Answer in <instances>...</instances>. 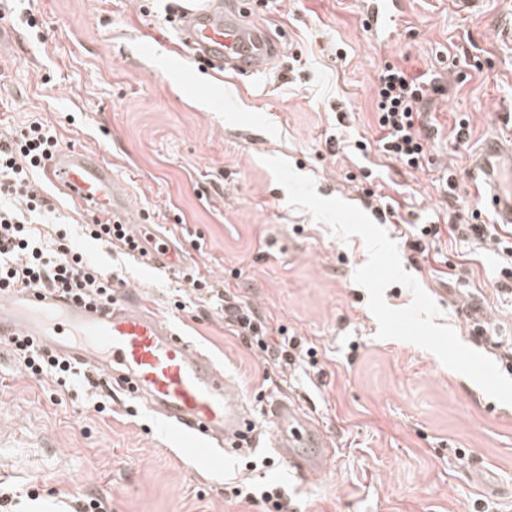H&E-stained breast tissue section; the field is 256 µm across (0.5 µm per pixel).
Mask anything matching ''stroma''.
<instances>
[{
  "instance_id": "obj_1",
  "label": "stroma",
  "mask_w": 512,
  "mask_h": 512,
  "mask_svg": "<svg viewBox=\"0 0 512 512\" xmlns=\"http://www.w3.org/2000/svg\"><path fill=\"white\" fill-rule=\"evenodd\" d=\"M205 0H14L0 19V134L38 119L67 146L108 162L157 232L179 239L184 272L151 271L120 245L82 234L90 212L44 183L52 211L37 230L73 247L204 350L256 425L222 470L169 442L161 421L118 387L70 388L31 377L0 341V483L36 485L17 512H72L76 499L109 512H261L237 498L250 478L284 486L290 512H512V405L412 343L381 340L353 281L367 252L292 207L263 160L286 159L320 196L391 208L406 225L461 224L480 209L470 162L492 137L512 138V0L464 14L450 0H409L399 37L372 39L357 0H254L248 23L277 47L270 70L233 76L198 63L167 9ZM38 16L37 28L25 24ZM440 77L420 122L427 164L409 172L372 147L373 85L385 62ZM467 121V142L455 140ZM455 172L454 194L443 190ZM374 198H367V190ZM404 269L467 346L495 360L512 344V279L493 244L442 234L428 252L398 248ZM223 291L212 298L209 286ZM256 309L270 329L317 350V365H284L233 335L221 300ZM293 398L333 448L304 478L272 446L271 409ZM112 411L100 414L96 405ZM79 477L71 485L70 477Z\"/></svg>"
}]
</instances>
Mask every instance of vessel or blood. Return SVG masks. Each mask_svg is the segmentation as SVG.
<instances>
[{"mask_svg": "<svg viewBox=\"0 0 512 512\" xmlns=\"http://www.w3.org/2000/svg\"><path fill=\"white\" fill-rule=\"evenodd\" d=\"M406 0H359L366 30L393 41ZM242 6L223 0L182 11L175 23L183 44L195 58L237 76L268 70L276 49L267 32L246 24ZM481 200L498 223L512 225V140L486 142L472 162ZM51 180L81 207L111 223L143 227L127 185L110 165L83 150H57ZM152 268L175 269L179 249L168 239H153L145 256ZM32 336L59 353L96 370L105 381L130 390L163 420L173 442L208 468L224 464L216 444L249 438L254 426L223 372L158 314L146 309L139 293L126 289L121 303L87 306L27 290L0 297V337ZM275 443L297 471L319 472L330 450L324 436L297 403L281 402L273 410Z\"/></svg>", "mask_w": 512, "mask_h": 512, "instance_id": "1", "label": "vessel or blood"}]
</instances>
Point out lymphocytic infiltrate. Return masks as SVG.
Masks as SVG:
<instances>
[{
	"label": "lymphocytic infiltrate",
	"mask_w": 512,
	"mask_h": 512,
	"mask_svg": "<svg viewBox=\"0 0 512 512\" xmlns=\"http://www.w3.org/2000/svg\"><path fill=\"white\" fill-rule=\"evenodd\" d=\"M434 83L421 80L401 67L385 65L374 86L376 121L380 131L378 149L384 156L412 170H422L427 157L428 137L417 127L420 104L431 93ZM62 145L57 131L32 121L9 137L0 138V295L14 289L44 290L90 303L111 304L114 281L88 263L66 238L49 241L37 238L32 220L46 210L39 183L46 167ZM472 224H452L441 229L437 224H415L404 243L418 253L440 237L472 233L486 237L512 258V245L498 233L496 225L480 223L479 212H472ZM224 319L235 335L266 347L269 327L255 311L236 303H225ZM21 365L35 378L50 376L58 386L79 376L78 367L66 357L53 353L25 336L8 339Z\"/></svg>",
	"instance_id": "f902f5d3"
}]
</instances>
